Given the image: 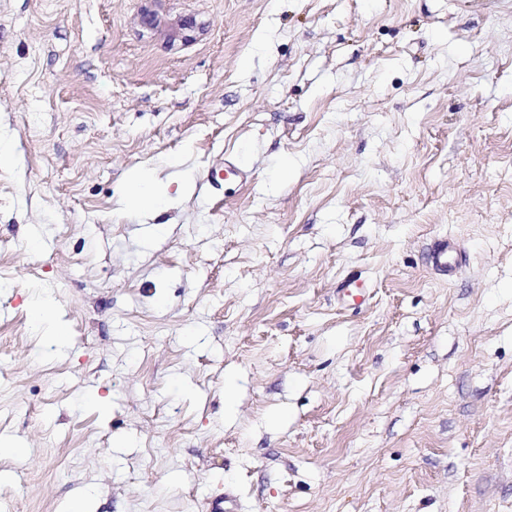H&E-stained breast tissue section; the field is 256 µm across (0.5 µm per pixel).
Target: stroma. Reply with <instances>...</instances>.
<instances>
[{
    "label": "stroma",
    "mask_w": 512,
    "mask_h": 512,
    "mask_svg": "<svg viewBox=\"0 0 512 512\" xmlns=\"http://www.w3.org/2000/svg\"><path fill=\"white\" fill-rule=\"evenodd\" d=\"M0 141V512H512V0H0ZM154 179L152 173L144 172L141 175L142 186L138 193L131 198L133 206L146 217H150L158 209V199L151 190V183ZM430 262L436 274L451 278L458 268V254L448 238L434 242L430 248Z\"/></svg>",
    "instance_id": "obj_1"
}]
</instances>
